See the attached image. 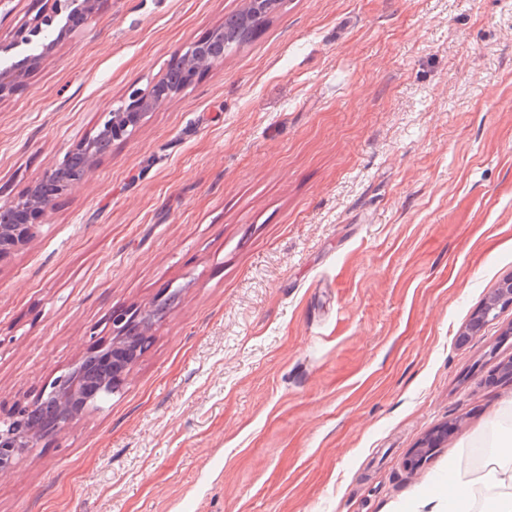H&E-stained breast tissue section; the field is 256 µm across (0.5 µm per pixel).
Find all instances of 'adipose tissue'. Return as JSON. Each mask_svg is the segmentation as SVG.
I'll list each match as a JSON object with an SVG mask.
<instances>
[{
	"mask_svg": "<svg viewBox=\"0 0 512 512\" xmlns=\"http://www.w3.org/2000/svg\"><path fill=\"white\" fill-rule=\"evenodd\" d=\"M443 512H512V436L494 442L480 476L449 471Z\"/></svg>",
	"mask_w": 512,
	"mask_h": 512,
	"instance_id": "adipose-tissue-1",
	"label": "adipose tissue"
}]
</instances>
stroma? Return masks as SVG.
Instances as JSON below:
<instances>
[{"label": "stroma", "mask_w": 512, "mask_h": 512, "mask_svg": "<svg viewBox=\"0 0 512 512\" xmlns=\"http://www.w3.org/2000/svg\"><path fill=\"white\" fill-rule=\"evenodd\" d=\"M242 0H99L0 98V206ZM54 0H0V44ZM512 0H283L0 259V416L170 301L0 512H433L512 417ZM452 430L417 470L406 460ZM496 297V304H487L473 317L468 327L460 334L461 340H467L469 336H475L485 325L486 322L492 317V311L497 308L498 304L503 301L512 300V280L504 281L500 288L494 292ZM147 311L144 310H133V311H117L112 313L111 329H112V342L106 349H104L101 355L109 354L114 349L115 344L125 336L127 330L145 316ZM145 322H140L142 327ZM448 434V425L439 428L435 431L431 437L421 441L415 448L410 452L407 459V466L411 469L419 468L426 458L431 455L433 450L437 447V443L442 436Z\"/></svg>", "instance_id": "1"}]
</instances>
